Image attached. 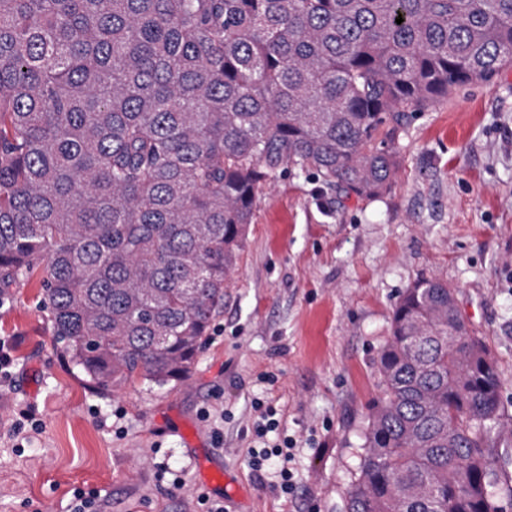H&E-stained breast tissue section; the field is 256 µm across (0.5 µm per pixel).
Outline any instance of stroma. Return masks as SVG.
Returning a JSON list of instances; mask_svg holds the SVG:
<instances>
[{"label":"stroma","mask_w":512,"mask_h":512,"mask_svg":"<svg viewBox=\"0 0 512 512\" xmlns=\"http://www.w3.org/2000/svg\"><path fill=\"white\" fill-rule=\"evenodd\" d=\"M395 146L375 200L294 166L271 173L207 343L165 386L92 389L53 335L39 277L9 288L0 512H67L78 488L108 512H343L394 304L422 277L447 282L490 349L512 422V64L416 113ZM255 398L301 443L293 501L248 465ZM22 411L40 427L20 442Z\"/></svg>","instance_id":"stroma-1"}]
</instances>
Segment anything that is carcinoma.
<instances>
[{"label":"carcinoma","mask_w":512,"mask_h":512,"mask_svg":"<svg viewBox=\"0 0 512 512\" xmlns=\"http://www.w3.org/2000/svg\"><path fill=\"white\" fill-rule=\"evenodd\" d=\"M508 62L512 0H0V288L40 274L90 387L175 381L272 170L380 198L408 114ZM377 371L345 512H504L500 376L446 282Z\"/></svg>","instance_id":"obj_1"}]
</instances>
